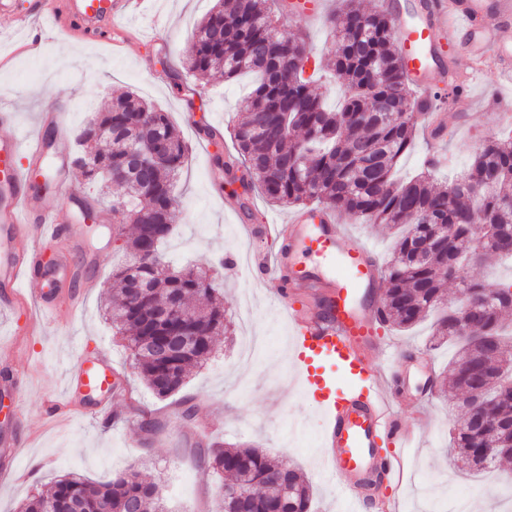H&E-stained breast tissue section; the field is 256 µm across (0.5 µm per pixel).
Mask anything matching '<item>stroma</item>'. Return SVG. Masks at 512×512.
<instances>
[{
  "label": "stroma",
  "mask_w": 512,
  "mask_h": 512,
  "mask_svg": "<svg viewBox=\"0 0 512 512\" xmlns=\"http://www.w3.org/2000/svg\"><path fill=\"white\" fill-rule=\"evenodd\" d=\"M215 0H149L145 16L121 26L125 48L74 36L26 50L28 29L0 16V93L8 94L22 122L20 134L34 131L48 108L66 112L69 134H76L111 96L138 94L168 112L188 147V158L176 184L181 198L174 232L163 245L166 261L209 269L213 286L234 318L232 335L218 336L209 362L194 369L179 392L158 398L132 369L129 352L103 317L105 289L113 268L126 257L110 223L86 224L77 203L60 207L57 219L84 236L96 256L97 270L76 311L61 309L57 320L33 329L25 304L0 309V346L10 351L7 371L14 379L8 394L20 421L0 426V472L15 470L0 481V512H17L32 493L48 489L59 476L75 472L95 482L111 480L136 466L167 490L171 512H218L217 489L222 475L203 472L199 456L213 444L253 445L295 463L312 489L313 512H347L349 505L335 485L323 477L321 414L299 390L288 343L280 335L290 326L271 298L269 286L247 273L227 275L220 264L225 254L245 251L239 224L223 203L224 196H244L252 223L286 219L291 207H270L240 183L212 180L218 157L235 155L228 132L241 115L249 79L227 81L216 75L197 79L184 66L196 25ZM474 109L469 125H449L448 166L434 172L435 181L460 175L474 154L496 135L512 133V75L494 68L470 86ZM219 129L223 140L202 146L200 124ZM382 338L392 340L396 353L377 358L376 368L400 373L398 409L404 418L422 413L425 428L405 454L409 480L398 491L399 512H442L455 489L473 490L471 512H512V464L475 473L454 467L447 455L448 431L457 420V405L433 396L423 407L412 400L426 379L423 360L442 373L453 356V345L432 347L430 321L400 332L383 326ZM103 351L125 379L113 393L107 414L74 417L63 428L46 421L49 401L62 400L72 362L78 355ZM193 422L178 426L186 408ZM163 424L146 435L139 426L142 412Z\"/></svg>",
  "instance_id": "stroma-1"
}]
</instances>
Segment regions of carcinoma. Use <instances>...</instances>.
Instances as JSON below:
<instances>
[{
    "mask_svg": "<svg viewBox=\"0 0 512 512\" xmlns=\"http://www.w3.org/2000/svg\"><path fill=\"white\" fill-rule=\"evenodd\" d=\"M332 58L318 67L342 81L341 107L328 110L314 81L304 77L313 57L305 40L281 29L280 13L268 0H217L196 27L186 55L187 69L201 77L214 73L230 81L256 75L245 101V115L233 138L242 160L224 170L242 172L249 189H258L278 205L326 206L365 224L402 226L396 237L389 273L383 285V325L401 330L434 316L435 335L453 339L456 356L448 363V392L482 397L464 405V418L453 428L456 456L473 468L496 467L512 457V393L493 379L506 367L507 349L501 328L512 311V282L495 288L469 280L451 264L460 251L477 250L475 227L485 217L498 239L485 242L474 261L512 257V140H492L475 155L468 171L434 184L425 176L397 181L393 172L414 143L411 98L404 60L397 50V32L382 13L365 12L360 0H342L333 18ZM167 151L143 158L138 168L133 153L158 139ZM80 165L89 156L97 167L82 169L89 182L112 197V223L132 224L134 235L121 238L128 256L112 274L105 310L112 327L131 350L134 368L158 396L176 392L191 368L212 354V336L231 332L222 303L205 271L174 280L166 274L160 249L177 219L174 181L181 174L188 148L175 133L168 114L133 93L111 100L94 122L77 135ZM111 172L106 179L102 170ZM491 179L475 196L469 182ZM150 293L134 287L135 279ZM455 282L461 301L472 302L470 319L477 331L495 337L490 346L462 337L461 320L448 311L442 288ZM170 300L187 305L195 300L191 319L179 326L156 319ZM188 329L203 342L187 355L162 362L149 345ZM200 468L227 474L228 486L245 484L239 500L219 494L224 512H311V490L285 458L276 459L254 446H214ZM289 483L291 494L271 502L270 483ZM18 512H169L161 484L143 478L134 466L108 482L75 474L57 479L46 491L35 492Z\"/></svg>",
    "mask_w": 512,
    "mask_h": 512,
    "instance_id": "1",
    "label": "carcinoma"
}]
</instances>
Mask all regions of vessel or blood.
Instances as JSON below:
<instances>
[{
	"label": "vessel or blood",
	"instance_id": "vessel-or-blood-1",
	"mask_svg": "<svg viewBox=\"0 0 512 512\" xmlns=\"http://www.w3.org/2000/svg\"><path fill=\"white\" fill-rule=\"evenodd\" d=\"M143 0H0V15L25 24L44 16L50 31L65 29L89 39H104L117 23L140 14ZM382 7L398 32L405 62V79L421 91L414 110L427 118L426 133L439 162L448 115L467 116L472 110L470 76L448 69V58L460 54L480 64L491 60L512 72V0H418L413 12L400 11L396 0ZM43 126L52 137L16 134V112L0 100V305L12 306L22 286H38L42 315L52 314L61 286L73 280L82 241L53 265L42 259L45 241L69 234L55 212L75 195L72 180L73 145L63 116L46 112ZM249 239L276 238L279 248L267 254L249 253L248 268L270 277L284 314L295 332L293 368L302 391L313 400L323 419L321 446L326 476L340 495L363 512L377 488L399 489L409 477L403 451L380 458L383 440L409 445L413 431L395 411L390 380L382 379L372 359L385 356L389 346L377 334V295L384 279L378 255L367 244L349 239L331 210L300 209L284 222L247 224ZM74 384L90 393H112L115 372L107 355L77 357Z\"/></svg>",
	"mask_w": 512,
	"mask_h": 512
}]
</instances>
